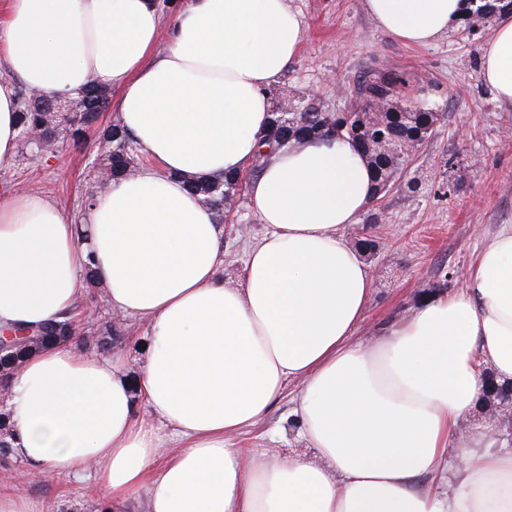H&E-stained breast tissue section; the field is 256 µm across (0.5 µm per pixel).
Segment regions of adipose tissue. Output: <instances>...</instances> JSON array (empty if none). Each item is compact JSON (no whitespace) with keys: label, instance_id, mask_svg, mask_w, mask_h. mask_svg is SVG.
Instances as JSON below:
<instances>
[{"label":"adipose tissue","instance_id":"adipose-tissue-1","mask_svg":"<svg viewBox=\"0 0 512 512\" xmlns=\"http://www.w3.org/2000/svg\"><path fill=\"white\" fill-rule=\"evenodd\" d=\"M394 38L426 44L466 0H365ZM0 169L18 148L15 80L62 97L115 91L120 125L151 166L97 192L87 239L40 194L0 202V328L71 311L94 256L112 314L144 322L135 360L79 339L32 353L4 404L15 455L38 475L93 480L147 512H512V450L494 425L460 433L481 367L512 380V224L484 243L463 288L368 343L354 339L373 277L345 229L372 204L351 142L272 154L250 185L266 233L232 280L224 229L191 177L250 167L268 88L297 56L289 0H5ZM482 77L512 106V13L484 47ZM308 451L269 459L235 438L288 383Z\"/></svg>","mask_w":512,"mask_h":512}]
</instances>
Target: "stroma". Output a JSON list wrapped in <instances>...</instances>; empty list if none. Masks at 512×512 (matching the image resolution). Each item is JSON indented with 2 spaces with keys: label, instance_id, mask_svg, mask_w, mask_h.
<instances>
[{
  "label": "stroma",
  "instance_id": "obj_1",
  "mask_svg": "<svg viewBox=\"0 0 512 512\" xmlns=\"http://www.w3.org/2000/svg\"><path fill=\"white\" fill-rule=\"evenodd\" d=\"M303 22L300 52L271 87L272 99L314 94L334 112L350 105L349 90L370 70L405 75V97L424 90L438 107L430 137L412 152L407 168L388 192L348 227L350 244L372 239L365 254L373 295L356 330L367 342L384 327L400 323L435 293H455L448 277L474 263L499 225L512 224V108L501 104L481 76L489 26L471 32L456 22L448 33L425 45L398 42L381 30L365 0H291ZM346 93H338V84ZM97 144L83 151L69 144L35 166L15 159L0 169V201L35 192L54 201L67 217L82 215L92 193ZM265 226L240 194L224 225L225 272L234 274ZM296 385H288L269 413L238 440L279 456L302 453L292 411ZM8 478L52 512H103L94 483H70L54 475L29 474L15 456H0V478Z\"/></svg>",
  "mask_w": 512,
  "mask_h": 512
}]
</instances>
